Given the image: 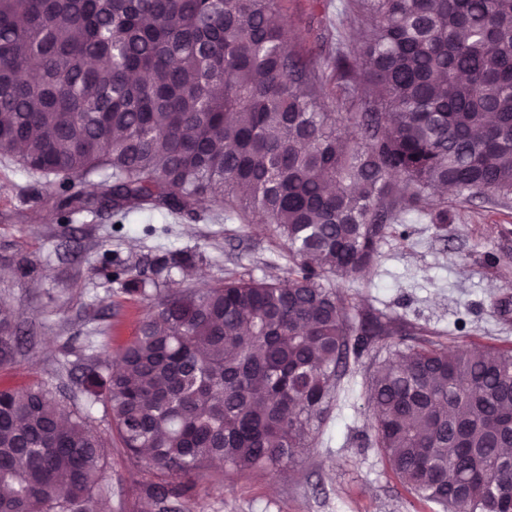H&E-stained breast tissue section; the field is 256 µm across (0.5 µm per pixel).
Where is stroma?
<instances>
[{
	"label": "stroma",
	"instance_id": "obj_1",
	"mask_svg": "<svg viewBox=\"0 0 512 512\" xmlns=\"http://www.w3.org/2000/svg\"><path fill=\"white\" fill-rule=\"evenodd\" d=\"M346 4L283 0L292 48L325 79L332 106L342 91L330 63L355 48ZM55 198L45 177L0 157V299L13 306L24 333L14 360L0 366V387L65 393L68 408L88 414L110 441L100 512H152L144 493L151 474L129 460L106 404L87 399L78 385L91 361L110 367L106 347L130 342L148 311L113 270L146 272L157 256L191 254L190 275L175 269L156 286L202 288L229 277L284 275L288 252L269 227L225 221L223 209L208 202L196 214L149 222L109 211L65 221ZM379 252L365 275L332 277L346 303L386 313L407 330V345L512 350V197L449 196L444 224L403 211ZM387 355L379 343L350 358L311 447L282 473L212 470L188 495L169 498L167 512H438L401 486L374 442L368 379Z\"/></svg>",
	"mask_w": 512,
	"mask_h": 512
}]
</instances>
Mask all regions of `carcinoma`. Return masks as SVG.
Here are the masks:
<instances>
[{
  "instance_id": "obj_1",
  "label": "carcinoma",
  "mask_w": 512,
  "mask_h": 512,
  "mask_svg": "<svg viewBox=\"0 0 512 512\" xmlns=\"http://www.w3.org/2000/svg\"><path fill=\"white\" fill-rule=\"evenodd\" d=\"M360 50L334 62L355 111L328 110L281 0H0V156L60 179L67 213H194L266 224L283 281L157 293L109 407L154 504L215 460L280 471L309 447L349 355L391 336L322 280L377 263L402 207L448 223L446 189L512 195V0H350ZM103 171L94 192L68 179ZM192 265L162 258L154 272ZM19 344L0 303V365ZM398 479L448 512H512V350L408 346L369 383ZM105 442L43 386L0 388V512H83Z\"/></svg>"
}]
</instances>
